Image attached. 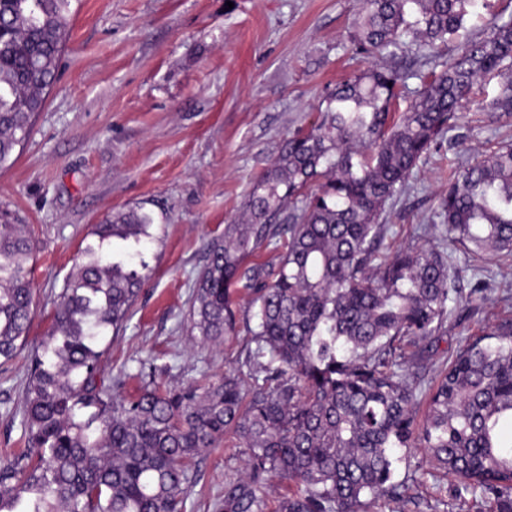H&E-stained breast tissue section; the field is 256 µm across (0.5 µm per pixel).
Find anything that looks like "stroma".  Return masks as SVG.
I'll return each instance as SVG.
<instances>
[{
	"mask_svg": "<svg viewBox=\"0 0 512 512\" xmlns=\"http://www.w3.org/2000/svg\"><path fill=\"white\" fill-rule=\"evenodd\" d=\"M468 17L458 38L429 57L407 44L395 56L362 59L348 35L358 0H71L72 30L59 78L35 115L29 139L0 168V208L15 211L36 242L28 263L36 303L27 343L0 367V455L20 447L27 365L52 322L69 278L106 218L150 214L144 256L151 278L129 321L101 344L100 375L126 369L123 397L137 394L138 362L155 357L165 380L185 386L244 368L247 333L220 345L187 332L193 284L207 245L238 221L255 181L289 133L316 120L327 95L357 71L396 65L421 76L440 71L466 42L490 32L493 17L512 18V0ZM497 85L476 86L453 131L421 158L405 190L379 221L388 231L379 253L447 248L459 288L489 277L485 300L452 313L442 330L406 354L419 382L474 339L512 320V260L476 263L442 240L439 196L453 174L504 141L512 127L487 118ZM244 456L223 438L194 460L186 512H217L224 482ZM359 512H477L455 497L443 473L426 476L419 495L399 505L363 502Z\"/></svg>",
	"mask_w": 512,
	"mask_h": 512,
	"instance_id": "1",
	"label": "stroma"
}]
</instances>
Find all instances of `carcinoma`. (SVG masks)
Returning a JSON list of instances; mask_svg holds the SVG:
<instances>
[{"label":"carcinoma","instance_id":"carcinoma-1","mask_svg":"<svg viewBox=\"0 0 512 512\" xmlns=\"http://www.w3.org/2000/svg\"><path fill=\"white\" fill-rule=\"evenodd\" d=\"M71 0H0V168L29 137L56 81ZM479 0H361L351 40L368 56L410 36L431 56L464 26ZM498 78L490 117L512 118V19L493 22L448 67L397 102L407 74L369 69L340 83L310 128L284 140L254 184L243 224L208 246L189 311L203 343L236 338L255 348L249 371L175 387L150 357L139 360L131 399L98 381L110 330L120 331L149 278L139 246L150 214L130 210L96 226L64 286L42 352L30 360L23 408L27 448L0 459V512H183L193 460L223 436L244 447L245 470L224 482L222 512H268L272 477L296 489L275 512H357L361 498H414L394 464L421 451L435 470L478 496L487 512H512V323L461 349L418 389L402 350L439 332L469 294L435 247L378 260L379 216L421 157L455 127L474 85ZM295 206L284 214L289 203ZM441 235L471 258L512 255V144L477 158L440 196ZM125 242L103 252L113 240ZM26 225L0 210V365L26 342L33 297ZM263 250L272 261H257ZM252 295L240 326L234 296ZM427 394L421 428L416 406Z\"/></svg>","mask_w":512,"mask_h":512}]
</instances>
